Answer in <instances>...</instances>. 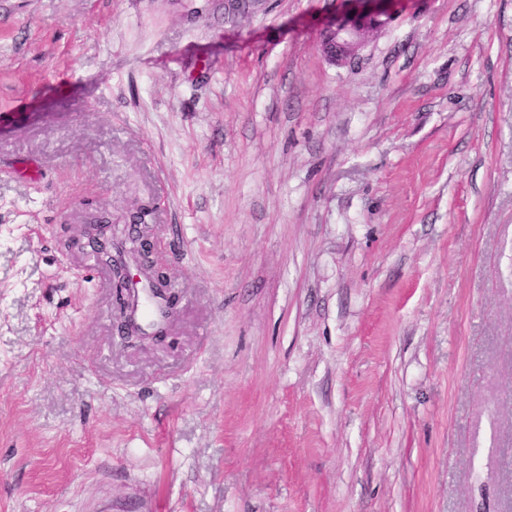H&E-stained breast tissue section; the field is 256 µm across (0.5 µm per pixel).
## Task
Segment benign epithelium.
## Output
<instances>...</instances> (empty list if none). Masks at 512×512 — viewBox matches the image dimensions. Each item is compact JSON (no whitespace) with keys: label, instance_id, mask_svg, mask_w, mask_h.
<instances>
[{"label":"benign epithelium","instance_id":"obj_1","mask_svg":"<svg viewBox=\"0 0 512 512\" xmlns=\"http://www.w3.org/2000/svg\"><path fill=\"white\" fill-rule=\"evenodd\" d=\"M351 8L327 21L320 40V50L333 64H342L358 55L370 36L385 26L390 17L393 0H345ZM114 224L104 220L96 224L84 221L79 234L72 239V247L93 255L98 264L112 269V294L121 314L116 321L117 335L123 340L147 338L137 322V306L128 305L126 286L144 278L156 281L157 287L169 302L168 313H173L178 293L170 277L158 279L167 272L159 257V250L152 233L143 224L127 228L124 239L130 245L132 260L119 258L112 253Z\"/></svg>","mask_w":512,"mask_h":512}]
</instances>
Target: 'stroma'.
<instances>
[{"mask_svg":"<svg viewBox=\"0 0 512 512\" xmlns=\"http://www.w3.org/2000/svg\"><path fill=\"white\" fill-rule=\"evenodd\" d=\"M340 3L0 0V512H512V0ZM352 7L328 20L320 50L333 64L350 61L367 44L370 36L385 26L393 0H345ZM384 17V19H383ZM111 221H99L98 224H90L85 219L80 224L79 234L72 239L71 248H77L82 252L93 255L98 264L112 269V294L119 305L121 314L116 321L117 336L123 340H143L162 338L166 335L164 328L153 332L152 336L145 335L137 322L136 312L138 305L128 307L127 288L130 283L141 281L142 278H151L156 283V289H160L168 299V314L173 313L177 303L178 293L167 273V267L159 257L156 241L152 237L151 229L146 224H124L128 226L124 239L130 245L129 253L132 261L121 259L112 253V241L114 239V226ZM131 225V227H130ZM96 244H100L97 246ZM102 247V248H101ZM102 249V250H99ZM165 273L164 279L158 280V273Z\"/></svg>","mask_w":512,"mask_h":512,"instance_id":"obj_1","label":"stroma"}]
</instances>
